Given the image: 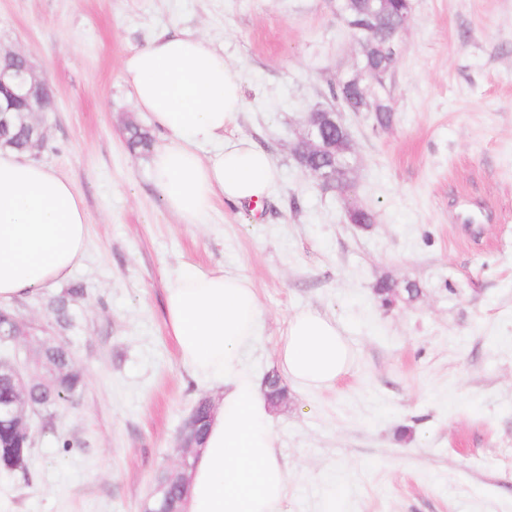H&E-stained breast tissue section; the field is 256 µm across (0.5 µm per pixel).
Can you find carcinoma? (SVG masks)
<instances>
[{"mask_svg": "<svg viewBox=\"0 0 512 512\" xmlns=\"http://www.w3.org/2000/svg\"><path fill=\"white\" fill-rule=\"evenodd\" d=\"M347 11L352 25V34L368 43L365 63L372 67H385L392 59L391 43L388 41V29L406 12L404 0H348ZM336 101L353 111L365 105L363 97L351 87L338 83L331 88ZM18 114L7 127L0 128V141L24 153H34L35 133L33 129L41 127L40 118L25 113V103L16 102ZM376 127L385 129L393 121V108L390 100L378 94V103L372 108ZM126 144L133 153L142 155L151 152L153 138L150 132L140 124L130 121L125 126ZM326 136L335 147L315 152L310 156V163L334 169L336 181L345 186L351 170L352 144L342 133L331 127L325 130ZM374 293L381 306L391 307L398 302L412 299L419 293L417 285L402 292L393 282L379 281ZM85 300V288L74 284L47 301V308L52 314L58 330L67 331L75 327L76 308ZM35 331L31 325L20 324L17 312L0 313V347L12 344L10 336H16L19 329ZM32 380L26 392H21L9 379L0 377V403L21 399L27 404L40 407L51 418L62 401L77 392L84 383L82 372L72 362L68 347L58 343H44L39 347L31 374ZM32 456L31 436L20 433L12 426L0 424V471H27ZM179 478L167 474L157 483V493L149 494L150 504L159 512H174L179 500L177 486Z\"/></svg>", "mask_w": 512, "mask_h": 512, "instance_id": "carcinoma-1", "label": "carcinoma"}]
</instances>
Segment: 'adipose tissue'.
Wrapping results in <instances>:
<instances>
[{
	"label": "adipose tissue",
	"mask_w": 512,
	"mask_h": 512,
	"mask_svg": "<svg viewBox=\"0 0 512 512\" xmlns=\"http://www.w3.org/2000/svg\"><path fill=\"white\" fill-rule=\"evenodd\" d=\"M122 80L164 134L151 173L181 223H206L219 200L267 195L278 170L264 150L226 138L244 93L238 72L207 37L160 35L124 60ZM88 224L70 181L30 155L0 149V306L67 280L84 255ZM166 311L183 364L215 392L182 512H283L288 473L272 406L244 363L261 318L251 282L221 269H182L170 281ZM276 357L305 389L333 386L352 366L336 321L309 309L289 317Z\"/></svg>",
	"instance_id": "1"
}]
</instances>
